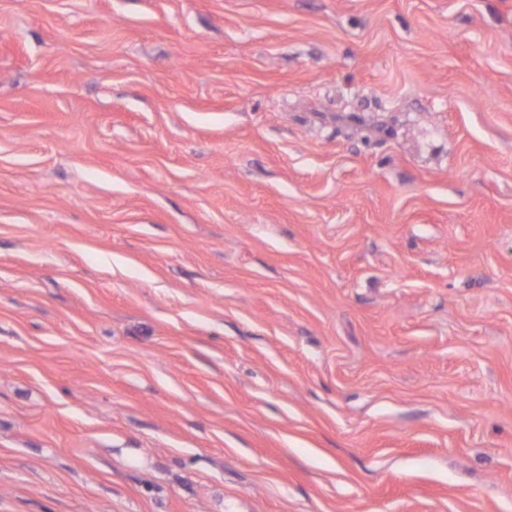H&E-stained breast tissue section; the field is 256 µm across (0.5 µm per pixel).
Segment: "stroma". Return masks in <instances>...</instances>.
<instances>
[{
	"instance_id": "35a3bbf8",
	"label": "stroma",
	"mask_w": 512,
	"mask_h": 512,
	"mask_svg": "<svg viewBox=\"0 0 512 512\" xmlns=\"http://www.w3.org/2000/svg\"><path fill=\"white\" fill-rule=\"evenodd\" d=\"M0 512H512V0H0Z\"/></svg>"
}]
</instances>
